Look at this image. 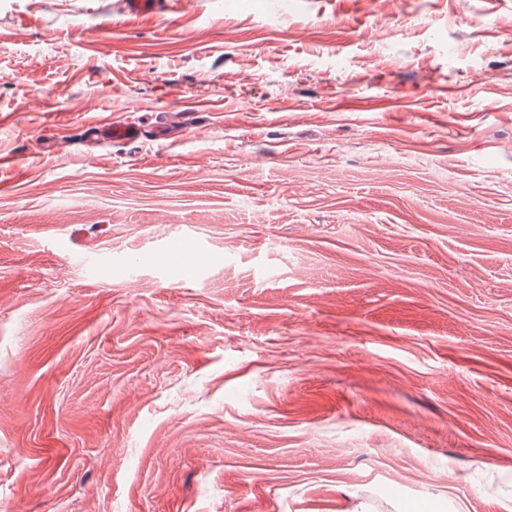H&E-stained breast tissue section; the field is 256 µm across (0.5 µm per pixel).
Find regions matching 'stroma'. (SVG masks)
<instances>
[{
	"label": "stroma",
	"instance_id": "stroma-1",
	"mask_svg": "<svg viewBox=\"0 0 512 512\" xmlns=\"http://www.w3.org/2000/svg\"><path fill=\"white\" fill-rule=\"evenodd\" d=\"M0 158V512H512V0H0ZM178 0H123V14L132 19L155 18L174 13ZM95 137L113 144L132 145L141 142L144 131L140 125L131 122L95 123L88 126Z\"/></svg>",
	"mask_w": 512,
	"mask_h": 512
}]
</instances>
